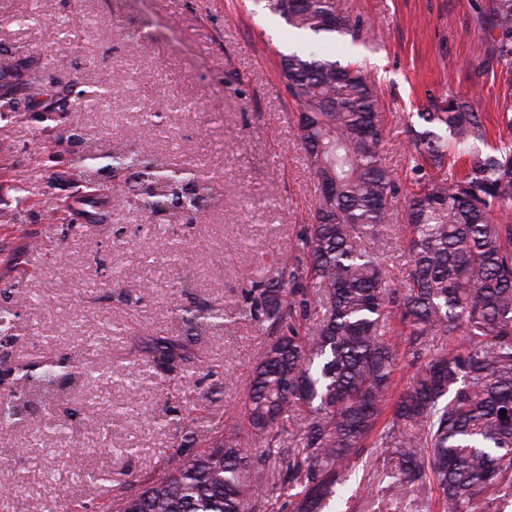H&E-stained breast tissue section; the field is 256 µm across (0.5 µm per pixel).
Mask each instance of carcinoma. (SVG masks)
I'll return each mask as SVG.
<instances>
[{
	"label": "carcinoma",
	"instance_id": "carcinoma-1",
	"mask_svg": "<svg viewBox=\"0 0 512 512\" xmlns=\"http://www.w3.org/2000/svg\"><path fill=\"white\" fill-rule=\"evenodd\" d=\"M301 42L280 54L279 70L298 109L297 135L318 193L314 222L293 243L295 254L274 282L248 291L237 318L270 336L251 373L241 414L259 445L241 447L238 430L209 425L208 449L171 459L164 476L127 498L125 512H331L344 474L365 449L391 450L400 481L436 485L440 512H471L479 500L512 498V0H486L479 18L488 61L504 77L500 110L507 133L462 172L448 142L464 154L487 132L475 110L479 91L429 97L417 113L410 153L413 189L405 201L406 278L394 281L385 259L366 249L393 216L398 183L383 162L385 128L377 90L351 57L319 46L356 44L361 26L336 0H265ZM90 89L70 111L104 104ZM107 169L136 170V198L112 194L113 208L151 214L177 206L192 213L211 197L191 180L197 164L169 171L170 193L153 191L156 160L131 148ZM504 220L493 219L494 214ZM172 310L191 331L224 326V306L193 312L177 284ZM18 313L0 305V337ZM404 326L412 354L425 357L391 401L400 354L391 324ZM150 367L171 380L202 360L154 329ZM51 355L40 371L17 369L16 388L0 395V430L24 417L30 389L63 380L100 381ZM393 405L392 418L381 419ZM505 415H500V412Z\"/></svg>",
	"mask_w": 512,
	"mask_h": 512
}]
</instances>
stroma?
<instances>
[{"label":"stroma","mask_w":512,"mask_h":512,"mask_svg":"<svg viewBox=\"0 0 512 512\" xmlns=\"http://www.w3.org/2000/svg\"><path fill=\"white\" fill-rule=\"evenodd\" d=\"M371 24L355 49L385 114L384 161L410 183L409 125L429 95L447 89L484 92L477 109L497 133L503 78L479 75L488 36L477 22L480 0H336ZM19 14L42 17L21 27ZM286 43L262 0H0V303L19 314L16 339L0 372L46 353L104 368L116 385L63 383L53 396H31L24 419L0 435V490L13 512H102L152 483L174 454L202 452L195 422L240 426L251 369L267 338L241 320L187 333L171 310L177 282L190 283L187 306L237 308L248 272L277 276L291 243L311 223L316 185L297 138L296 107L279 77ZM110 88L107 106L71 113L84 129L80 153L125 147L152 157L195 158L214 185L210 201L188 215L113 211L110 173L74 175L72 153L44 112L66 110L75 84ZM157 111L155 125L141 111ZM25 180L29 200L14 201ZM89 213L81 232L70 223ZM184 230L193 247L181 261L155 227ZM405 224L394 215L368 245L392 279L408 273ZM65 262H58L59 253ZM189 335L203 360L172 382L145 364L141 331ZM124 379L135 390L121 387ZM122 411L103 428L102 412ZM68 427L66 441L49 433ZM349 473L335 512H437L430 486L396 478L388 449L367 448ZM108 471L111 481L90 483Z\"/></svg>","instance_id":"1"}]
</instances>
